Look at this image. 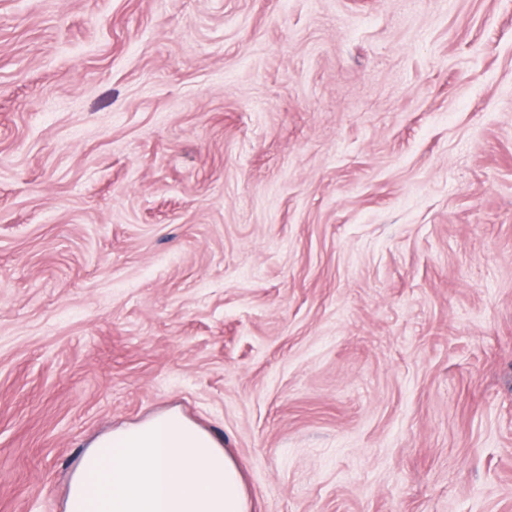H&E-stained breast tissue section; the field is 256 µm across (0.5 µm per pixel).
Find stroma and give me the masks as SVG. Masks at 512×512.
Here are the masks:
<instances>
[{
	"label": "stroma",
	"instance_id": "1",
	"mask_svg": "<svg viewBox=\"0 0 512 512\" xmlns=\"http://www.w3.org/2000/svg\"><path fill=\"white\" fill-rule=\"evenodd\" d=\"M173 408L252 512H512V0H0V512Z\"/></svg>",
	"mask_w": 512,
	"mask_h": 512
}]
</instances>
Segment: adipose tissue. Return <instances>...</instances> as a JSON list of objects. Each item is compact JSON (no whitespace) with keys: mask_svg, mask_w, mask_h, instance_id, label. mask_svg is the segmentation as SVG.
<instances>
[{"mask_svg":"<svg viewBox=\"0 0 512 512\" xmlns=\"http://www.w3.org/2000/svg\"><path fill=\"white\" fill-rule=\"evenodd\" d=\"M65 512H251L240 469L172 409L97 438L69 482Z\"/></svg>","mask_w":512,"mask_h":512,"instance_id":"1","label":"adipose tissue"}]
</instances>
